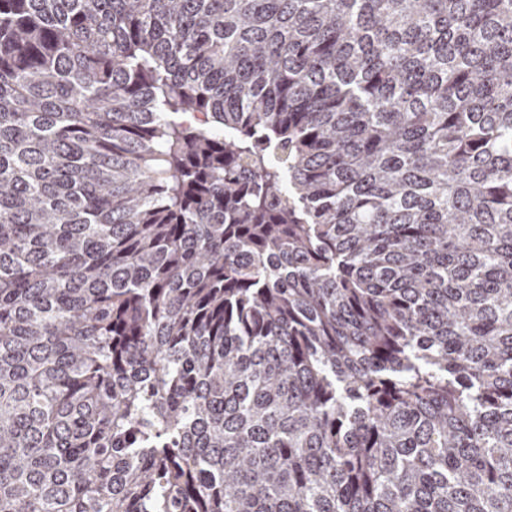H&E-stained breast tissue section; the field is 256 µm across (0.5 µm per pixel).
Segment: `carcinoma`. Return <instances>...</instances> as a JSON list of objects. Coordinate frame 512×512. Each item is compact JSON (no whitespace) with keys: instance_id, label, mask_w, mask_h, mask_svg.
Masks as SVG:
<instances>
[{"instance_id":"carcinoma-1","label":"carcinoma","mask_w":512,"mask_h":512,"mask_svg":"<svg viewBox=\"0 0 512 512\" xmlns=\"http://www.w3.org/2000/svg\"><path fill=\"white\" fill-rule=\"evenodd\" d=\"M0 512H512V0H0Z\"/></svg>"}]
</instances>
